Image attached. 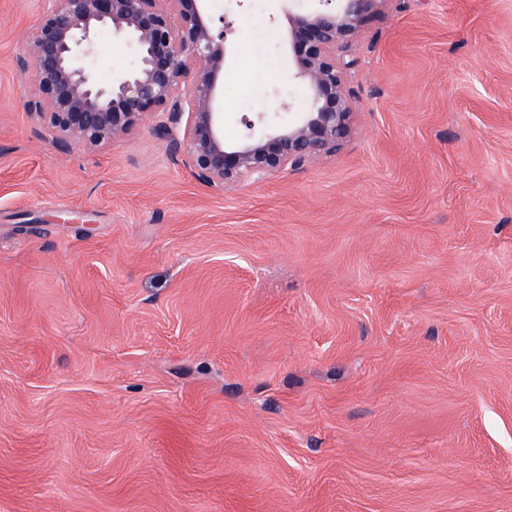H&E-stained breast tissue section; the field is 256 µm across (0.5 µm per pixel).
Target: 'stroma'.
I'll list each match as a JSON object with an SVG mask.
<instances>
[{"instance_id": "obj_1", "label": "stroma", "mask_w": 512, "mask_h": 512, "mask_svg": "<svg viewBox=\"0 0 512 512\" xmlns=\"http://www.w3.org/2000/svg\"><path fill=\"white\" fill-rule=\"evenodd\" d=\"M54 5L0 0V512H512V0H384L349 133L221 192L162 112L45 137L16 60ZM320 7L208 0L226 142L306 111Z\"/></svg>"}]
</instances>
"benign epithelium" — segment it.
<instances>
[{"mask_svg": "<svg viewBox=\"0 0 512 512\" xmlns=\"http://www.w3.org/2000/svg\"><path fill=\"white\" fill-rule=\"evenodd\" d=\"M339 2L337 10L293 17L295 76L309 110L295 124L264 128L263 117L245 115L247 133L236 144L224 141L218 85L236 28L227 16L213 20L204 0H56L17 58L34 85L26 108L64 153L102 147L165 112L157 132L198 180L218 191L259 181L335 148L348 131L347 63L336 48L357 37L385 0ZM105 30L136 57L110 85L98 83L90 66Z\"/></svg>", "mask_w": 512, "mask_h": 512, "instance_id": "7a95c632", "label": "benign epithelium"}]
</instances>
